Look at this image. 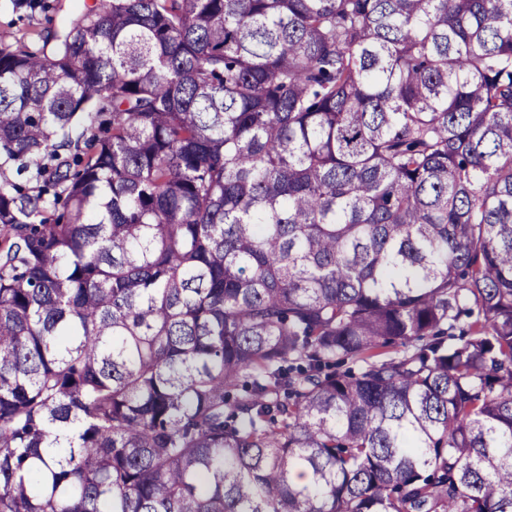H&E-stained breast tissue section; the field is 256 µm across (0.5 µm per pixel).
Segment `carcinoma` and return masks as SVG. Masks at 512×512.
Listing matches in <instances>:
<instances>
[{
  "label": "carcinoma",
  "instance_id": "obj_1",
  "mask_svg": "<svg viewBox=\"0 0 512 512\" xmlns=\"http://www.w3.org/2000/svg\"><path fill=\"white\" fill-rule=\"evenodd\" d=\"M16 164L0 512H512V0H92Z\"/></svg>",
  "mask_w": 512,
  "mask_h": 512
}]
</instances>
